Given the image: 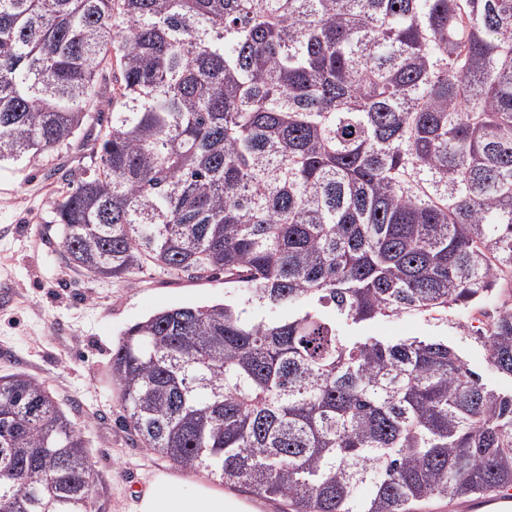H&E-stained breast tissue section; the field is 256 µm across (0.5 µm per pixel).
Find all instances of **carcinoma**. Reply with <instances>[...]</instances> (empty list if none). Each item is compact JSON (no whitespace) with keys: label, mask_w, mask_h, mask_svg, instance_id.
I'll use <instances>...</instances> for the list:
<instances>
[{"label":"carcinoma","mask_w":512,"mask_h":512,"mask_svg":"<svg viewBox=\"0 0 512 512\" xmlns=\"http://www.w3.org/2000/svg\"><path fill=\"white\" fill-rule=\"evenodd\" d=\"M96 126L53 170L69 262L232 286L112 349L144 447L284 512L512 487V393L444 340L343 332L512 275V0H0V162ZM471 337L512 377V306ZM99 482L47 387L0 376V512H105Z\"/></svg>","instance_id":"obj_1"}]
</instances>
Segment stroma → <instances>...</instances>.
I'll return each instance as SVG.
<instances>
[{
  "label": "stroma",
  "mask_w": 512,
  "mask_h": 512,
  "mask_svg": "<svg viewBox=\"0 0 512 512\" xmlns=\"http://www.w3.org/2000/svg\"><path fill=\"white\" fill-rule=\"evenodd\" d=\"M75 170L87 160L79 147L51 157L0 163V290L14 294L0 306V375L24 373L44 383L83 433L100 476L106 512H132V487L171 462L142 447L123 423L122 400L107 372L112 348L132 325L171 307L223 302V275L193 279L147 265L128 279L95 277L65 257L51 201L60 185L47 178V163ZM512 304V284L500 288L482 313L455 306L447 322L417 315L351 325L352 339L436 338L454 346L487 387L512 393V377L497 372L470 334L484 313Z\"/></svg>",
  "instance_id": "stroma-1"
}]
</instances>
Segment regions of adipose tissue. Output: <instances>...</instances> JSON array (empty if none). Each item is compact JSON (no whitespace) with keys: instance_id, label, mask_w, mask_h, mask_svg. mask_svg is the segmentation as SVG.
Listing matches in <instances>:
<instances>
[{"instance_id":"adipose-tissue-1","label":"adipose tissue","mask_w":512,"mask_h":512,"mask_svg":"<svg viewBox=\"0 0 512 512\" xmlns=\"http://www.w3.org/2000/svg\"><path fill=\"white\" fill-rule=\"evenodd\" d=\"M135 512H255L252 503L206 480L159 472L134 492Z\"/></svg>"}]
</instances>
